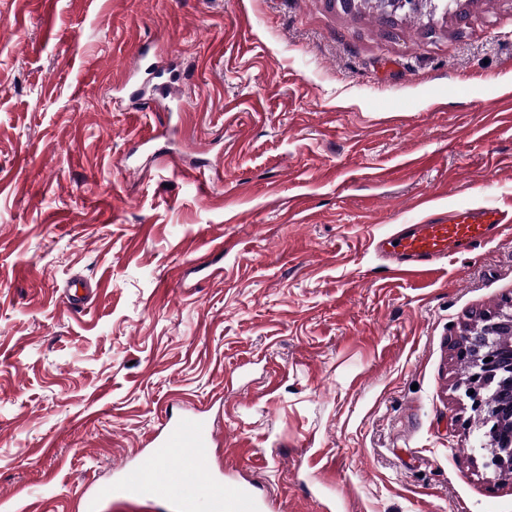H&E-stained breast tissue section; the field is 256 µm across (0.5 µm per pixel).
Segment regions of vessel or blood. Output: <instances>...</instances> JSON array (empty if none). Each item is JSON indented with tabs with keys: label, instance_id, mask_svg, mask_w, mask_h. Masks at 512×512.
Returning a JSON list of instances; mask_svg holds the SVG:
<instances>
[{
	"label": "vessel or blood",
	"instance_id": "obj_1",
	"mask_svg": "<svg viewBox=\"0 0 512 512\" xmlns=\"http://www.w3.org/2000/svg\"><path fill=\"white\" fill-rule=\"evenodd\" d=\"M507 219L489 206L452 210L434 223L406 226L376 240L377 250L397 260L401 275L428 273L436 261L473 252L492 241ZM92 290L73 279L62 290L69 309L83 307ZM215 427L194 410L168 419L153 438L151 456L118 467L116 482L102 483L84 493L85 512H95L99 501L114 497L132 500L165 498L176 512H262L261 499L250 489L229 484L208 461Z\"/></svg>",
	"mask_w": 512,
	"mask_h": 512
}]
</instances>
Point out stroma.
<instances>
[{
	"label": "stroma",
	"instance_id": "35a3bbf8",
	"mask_svg": "<svg viewBox=\"0 0 512 512\" xmlns=\"http://www.w3.org/2000/svg\"><path fill=\"white\" fill-rule=\"evenodd\" d=\"M168 111L120 89L137 51ZM512 217V0H0V512H83L169 407L264 512H512L454 383L512 227L431 277L372 240ZM97 284L73 311L59 290Z\"/></svg>",
	"mask_w": 512,
	"mask_h": 512
}]
</instances>
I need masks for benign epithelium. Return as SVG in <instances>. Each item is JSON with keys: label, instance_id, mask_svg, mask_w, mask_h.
Listing matches in <instances>:
<instances>
[{"label": "benign epithelium", "instance_id": "obj_1", "mask_svg": "<svg viewBox=\"0 0 512 512\" xmlns=\"http://www.w3.org/2000/svg\"><path fill=\"white\" fill-rule=\"evenodd\" d=\"M425 2L427 0H376L383 14L393 13L398 8H420ZM496 331L512 334V310L479 313L465 325L454 349L456 358L469 367V372L466 378L458 380L456 388L460 391V400L466 401L473 413L483 416L485 424L492 425L485 436L492 438L505 433L512 439V380L506 384L499 381L503 359L512 362V351L505 356L500 354L493 336ZM483 449L488 451L485 467L512 473V448H500L489 442Z\"/></svg>", "mask_w": 512, "mask_h": 512}]
</instances>
